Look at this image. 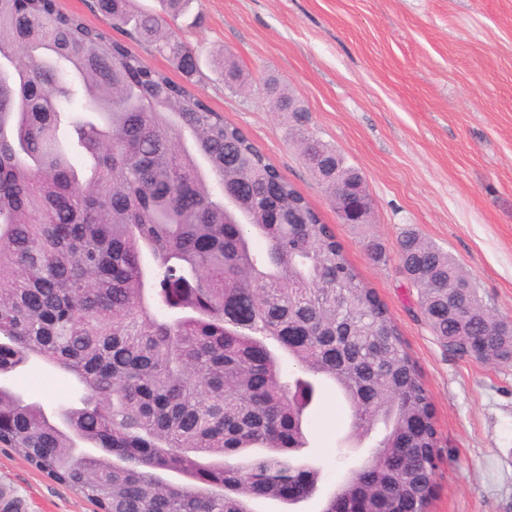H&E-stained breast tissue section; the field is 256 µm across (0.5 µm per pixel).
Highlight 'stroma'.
Instances as JSON below:
<instances>
[{
  "instance_id": "1",
  "label": "stroma",
  "mask_w": 512,
  "mask_h": 512,
  "mask_svg": "<svg viewBox=\"0 0 512 512\" xmlns=\"http://www.w3.org/2000/svg\"><path fill=\"white\" fill-rule=\"evenodd\" d=\"M179 34L202 55L187 81L168 59L111 29L114 41L201 95L239 128L315 208L359 278L389 311L433 406L440 460L430 512H512V365L449 351L421 317L397 242L414 229L447 250L485 305L512 319V0H193ZM230 53L244 89L225 87L214 61ZM270 76L309 110L307 129L365 177L371 223H341L325 190L288 141V124L261 91ZM385 246L372 261L367 238ZM50 405L73 383L40 364ZM347 405L328 399L309 419L310 455L326 488L371 453L365 440L341 455ZM0 484L27 512H96L87 499L0 448Z\"/></svg>"
}]
</instances>
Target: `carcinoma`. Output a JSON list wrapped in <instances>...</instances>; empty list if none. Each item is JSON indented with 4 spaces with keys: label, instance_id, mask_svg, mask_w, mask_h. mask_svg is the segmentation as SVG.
<instances>
[{
    "label": "carcinoma",
    "instance_id": "obj_1",
    "mask_svg": "<svg viewBox=\"0 0 512 512\" xmlns=\"http://www.w3.org/2000/svg\"><path fill=\"white\" fill-rule=\"evenodd\" d=\"M192 0H95L188 79L197 48L170 30ZM224 84H244L229 56ZM263 91L333 204L367 197L362 173L305 128L276 78ZM78 146L85 164L71 160ZM245 196L225 203L224 188ZM275 208L281 223H266ZM262 247H255V242ZM399 260L424 321L448 349L512 363V326L456 260L417 233ZM40 363L80 391L63 421L11 379ZM353 435L382 439L323 501L364 494L368 512H428L438 438L430 397L386 307L311 207L238 128L196 93L55 0H0V447L99 512H253L318 491L303 454L325 391ZM0 512H25L0 486Z\"/></svg>",
    "mask_w": 512,
    "mask_h": 512
}]
</instances>
